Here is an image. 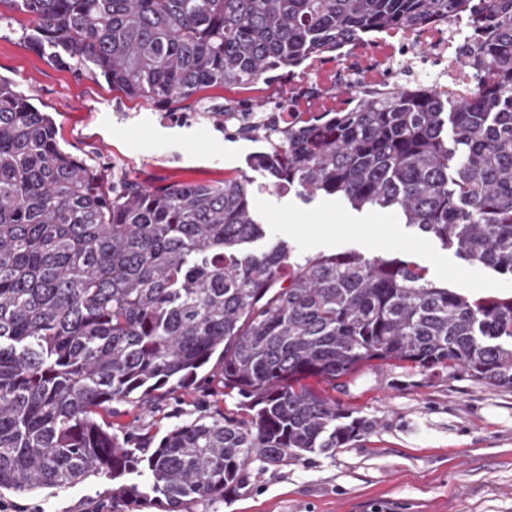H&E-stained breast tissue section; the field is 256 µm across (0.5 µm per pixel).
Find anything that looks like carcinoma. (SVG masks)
I'll list each match as a JSON object with an SVG mask.
<instances>
[{
  "mask_svg": "<svg viewBox=\"0 0 512 512\" xmlns=\"http://www.w3.org/2000/svg\"><path fill=\"white\" fill-rule=\"evenodd\" d=\"M32 16L51 60L130 98L173 105L248 88L379 29L469 14L482 37L462 60L469 97L392 91L332 123L233 126L261 136L258 165L308 197L392 208L461 258L512 275V0H0ZM249 183L103 188L64 152L53 118L0 77V489L112 480V507L148 493L169 512L217 503L252 458L286 466L371 424L301 381L364 362L451 368L512 387V297L472 300L401 261L297 259L266 239ZM243 398L246 418L178 424L155 448L102 413L192 390L198 373ZM146 477L140 484L130 475Z\"/></svg>",
  "mask_w": 512,
  "mask_h": 512,
  "instance_id": "cac0c4a2",
  "label": "carcinoma"
}]
</instances>
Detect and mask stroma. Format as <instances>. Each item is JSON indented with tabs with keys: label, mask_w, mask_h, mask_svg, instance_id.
Here are the masks:
<instances>
[{
	"label": "stroma",
	"mask_w": 512,
	"mask_h": 512,
	"mask_svg": "<svg viewBox=\"0 0 512 512\" xmlns=\"http://www.w3.org/2000/svg\"><path fill=\"white\" fill-rule=\"evenodd\" d=\"M10 16L11 25L0 27V77L53 117L61 149L95 165L104 185L127 175L153 185L242 175L257 218L295 256L354 251L412 261L436 285L465 296L512 297L511 275L462 260L397 212L358 211L334 195L307 201L297 187L273 186L256 164L265 144L224 134L201 118L196 99L169 111L49 61L27 37L30 15ZM305 384L368 420L370 432L333 456L310 454L277 468L252 460L233 496L194 512H512V388L398 363H366L337 383L310 377ZM218 412L244 416L239 396L202 376L189 393L113 405L111 421L121 435L160 437ZM111 486L98 477L31 494L2 490L0 512H112Z\"/></svg>",
	"instance_id": "stroma-1"
}]
</instances>
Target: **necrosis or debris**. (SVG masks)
I'll use <instances>...</instances> for the list:
<instances>
[{
    "label": "necrosis or debris",
    "mask_w": 512,
    "mask_h": 512,
    "mask_svg": "<svg viewBox=\"0 0 512 512\" xmlns=\"http://www.w3.org/2000/svg\"><path fill=\"white\" fill-rule=\"evenodd\" d=\"M479 33L468 15L451 23L433 19L418 31H387L357 38L339 48L309 57L299 71L290 72L296 86L292 98L269 94L263 122L279 126L328 119L356 108L362 95L375 96L398 88L426 95L439 86L467 92L470 75L456 62Z\"/></svg>",
    "instance_id": "1"
}]
</instances>
